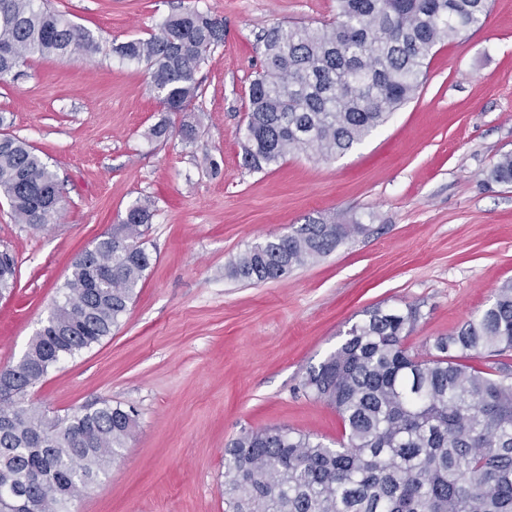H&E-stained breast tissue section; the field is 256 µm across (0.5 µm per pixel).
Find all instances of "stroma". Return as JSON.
<instances>
[{
	"mask_svg": "<svg viewBox=\"0 0 512 512\" xmlns=\"http://www.w3.org/2000/svg\"><path fill=\"white\" fill-rule=\"evenodd\" d=\"M93 32L94 56H31L0 78V135L25 139L56 173L62 210L33 229L0 196V248L19 265L0 299V369L44 323L75 258L143 198L153 256L111 335L60 362L31 402L66 414L100 400L134 406L121 458L69 512H224V448L244 430L286 427L335 444V409L300 388L307 370L378 306H419L407 339L426 343L488 307L512 280V183L489 173L512 153V0L438 46L415 98L345 155L294 153L255 171L241 139L257 39L318 26L336 0H50ZM190 7L224 21L197 77L201 96L163 112L144 65L113 44L147 37ZM170 119L195 126L149 138ZM220 163L211 172L209 159ZM358 224L336 250L278 281L224 275L241 253L303 224Z\"/></svg>",
	"mask_w": 512,
	"mask_h": 512,
	"instance_id": "1",
	"label": "stroma"
}]
</instances>
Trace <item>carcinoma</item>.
Segmentation results:
<instances>
[{
	"mask_svg": "<svg viewBox=\"0 0 512 512\" xmlns=\"http://www.w3.org/2000/svg\"><path fill=\"white\" fill-rule=\"evenodd\" d=\"M336 20L277 25L258 39L249 86L244 162L260 171L290 153L343 155L412 100L435 48L480 26L488 0H337ZM224 42V21L197 10L168 16L157 32L112 46L143 63L167 112L198 97L197 73ZM100 50L94 35L37 0H0V77L31 55L60 60ZM512 183V153L490 171ZM0 194L14 220L51 223L61 189L24 140L0 136ZM152 201L133 204L77 259L47 320L19 361L0 370V512H66L121 457L133 408L108 400L65 415L25 402L60 361L112 334L150 268L141 241ZM360 224H302L253 245L232 279L277 281L336 249ZM96 270L112 276L93 283ZM17 283V260L0 251V297ZM420 307L377 306L306 372L305 393L333 408L344 434L331 448L285 427L242 432L224 448V512H512V280L494 301L425 353L406 339Z\"/></svg>",
	"mask_w": 512,
	"mask_h": 512,
	"instance_id": "cac0c4a2",
	"label": "carcinoma"
}]
</instances>
